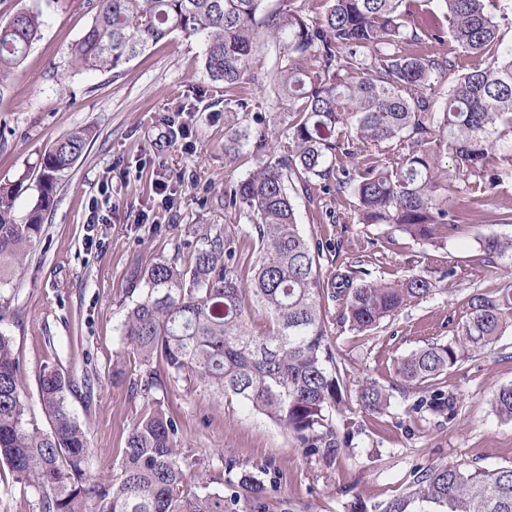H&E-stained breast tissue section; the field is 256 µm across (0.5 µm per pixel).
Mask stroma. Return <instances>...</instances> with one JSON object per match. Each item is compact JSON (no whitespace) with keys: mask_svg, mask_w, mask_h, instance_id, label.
I'll list each match as a JSON object with an SVG mask.
<instances>
[{"mask_svg":"<svg viewBox=\"0 0 512 512\" xmlns=\"http://www.w3.org/2000/svg\"><path fill=\"white\" fill-rule=\"evenodd\" d=\"M35 2L43 11L42 35L0 91V180L34 169L41 153L75 127H91L94 138L64 178L24 269L0 288L7 306L0 331L11 336L20 358L28 423L47 425L37 391L45 365L90 375L91 396L76 392L68 404L87 429L97 476L115 474L133 425L158 403L179 424L176 450L190 466L188 491L202 484L222 489L232 470L262 471L272 483L266 512H288L292 503L300 512H345L357 498L370 504L403 493L419 469L512 465V421L491 406L497 389L512 383V330L443 376L454 417L414 410L420 392L396 388L393 371L394 357L430 338H452L466 318L468 295L493 291L512 277V260L493 267L469 261L475 235L512 237L508 225H477L474 234L437 249L401 234L386 240L384 227L358 223L353 199L317 189L296 197L302 232L327 246L334 267L357 260L369 279L384 282L430 268L453 272L442 291L384 321L363 346L349 343L347 325H334L351 377L392 389L384 413L368 415L354 404L337 417L352 444L335 459L305 455L266 416L185 380L165 377L141 392L145 368L136 363L113 378L125 316L144 293L130 278L133 268L161 259L188 264L205 234L231 227L239 231L241 275L251 278L255 241L246 219L224 199L256 167L253 136L268 126L285 129L286 105L247 83L240 95L248 109L228 113L223 86L204 69L202 43L179 35L151 47L120 75L72 72L67 52L87 28L89 9L84 0H0V22ZM233 131L245 139L231 160L224 145ZM229 459L234 468L226 467Z\"/></svg>","mask_w":512,"mask_h":512,"instance_id":"stroma-1","label":"stroma"}]
</instances>
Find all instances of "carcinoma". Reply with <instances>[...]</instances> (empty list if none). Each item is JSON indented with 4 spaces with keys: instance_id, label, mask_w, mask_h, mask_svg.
I'll return each instance as SVG.
<instances>
[{
    "instance_id": "cac0c4a2",
    "label": "carcinoma",
    "mask_w": 512,
    "mask_h": 512,
    "mask_svg": "<svg viewBox=\"0 0 512 512\" xmlns=\"http://www.w3.org/2000/svg\"><path fill=\"white\" fill-rule=\"evenodd\" d=\"M262 0H89L92 18L69 49L76 71L118 76L152 46L175 34L204 46L209 78L224 84L226 105L248 108L234 94L248 76L261 29L280 49L273 70L260 78L288 103V147L261 160L225 204L238 208L256 234L253 276L244 285L232 230L203 237L189 265L160 261L133 278L146 293L124 321L125 358L147 367L143 391L165 373L237 399L297 440L308 456L330 460L348 441L334 417L349 410L347 369L332 325L335 311L357 337H366L404 306L426 299L437 282L427 274L402 281L359 280L323 267L324 245L299 228L291 191L312 186L351 194L361 224H387L412 240L441 245L477 224H512V205L487 208L482 199L512 179V43L505 44L498 0H438L450 19L445 29L419 12L423 0H329L309 19L297 8L259 16ZM43 14L34 5L0 22V85L24 63L41 36ZM450 41L455 51L426 49ZM478 63L459 72L458 57ZM448 80L446 91L436 87ZM90 127H77L40 157L37 196L19 216L14 201L27 174L0 181V287L22 268L66 174L86 154ZM447 155L449 171L437 166ZM352 160L335 168L337 158ZM458 183L448 194V183ZM512 257V238L479 239L472 262ZM269 318L263 332L250 326L253 311ZM512 328V282L467 300V317L449 341L429 340L393 361L404 386L427 392L414 405L454 415V398L440 377L484 352ZM75 377L44 366L37 389L49 428L25 421L20 359L0 331V462L15 481L38 495V512H262L268 487L258 474L227 480L231 494L203 486L184 492L187 464L175 448L176 419L155 408L128 435L119 474L91 473L84 424L68 395ZM391 394L371 378L356 384L362 411L380 413ZM492 406L512 421V384ZM357 512H512V466L434 465L410 490Z\"/></svg>"
}]
</instances>
